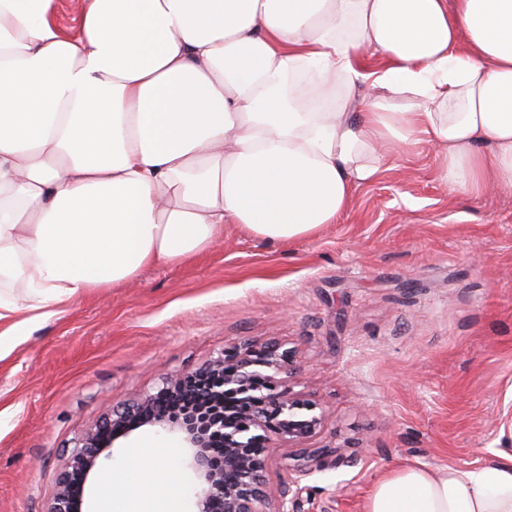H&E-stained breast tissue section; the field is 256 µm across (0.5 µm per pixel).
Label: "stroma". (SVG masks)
Segmentation results:
<instances>
[{"instance_id":"stroma-1","label":"stroma","mask_w":512,"mask_h":512,"mask_svg":"<svg viewBox=\"0 0 512 512\" xmlns=\"http://www.w3.org/2000/svg\"><path fill=\"white\" fill-rule=\"evenodd\" d=\"M438 167L433 148L398 153L315 236L228 224L213 248L0 338V512H47L74 446L113 406L244 342L293 350L291 390L325 418L307 445L328 454L309 474L277 448L270 501L292 481L298 512H365L399 468L512 456V192H450ZM141 449L181 453L147 427L119 438L121 492L148 481Z\"/></svg>"}]
</instances>
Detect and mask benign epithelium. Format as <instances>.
<instances>
[{"label": "benign epithelium", "mask_w": 512, "mask_h": 512, "mask_svg": "<svg viewBox=\"0 0 512 512\" xmlns=\"http://www.w3.org/2000/svg\"><path fill=\"white\" fill-rule=\"evenodd\" d=\"M204 374L211 377L212 395L239 396L235 422L222 417L200 422L157 412L160 400ZM289 378V352L276 345L256 349L249 344L224 349L201 370L164 377L155 392L112 409L75 446L48 512H81L87 481L99 458L111 457L117 439L147 425L173 435L184 448L183 462L195 475V512H297L289 487L270 507L266 472L271 449L276 440L296 444L316 435L323 413L316 403L291 393Z\"/></svg>", "instance_id": "7a95c632"}]
</instances>
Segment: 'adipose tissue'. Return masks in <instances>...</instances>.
<instances>
[{"mask_svg":"<svg viewBox=\"0 0 512 512\" xmlns=\"http://www.w3.org/2000/svg\"><path fill=\"white\" fill-rule=\"evenodd\" d=\"M57 14L0 0L10 332L228 224L315 236L384 170V146L438 147L451 192L512 191V0H86L75 36ZM148 471L138 512H176L175 464ZM366 512H512V457L401 468Z\"/></svg>","mask_w":512,"mask_h":512,"instance_id":"obj_1","label":"adipose tissue"}]
</instances>
